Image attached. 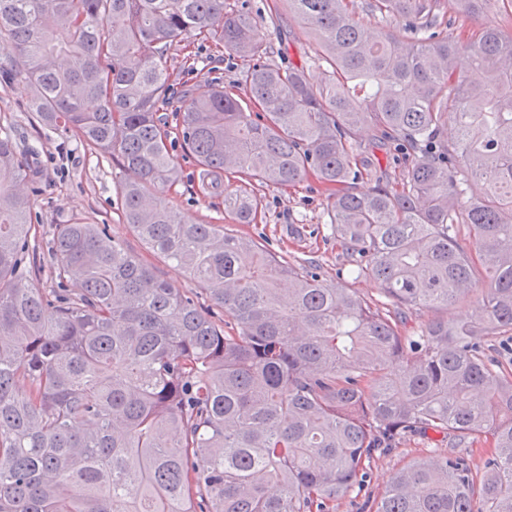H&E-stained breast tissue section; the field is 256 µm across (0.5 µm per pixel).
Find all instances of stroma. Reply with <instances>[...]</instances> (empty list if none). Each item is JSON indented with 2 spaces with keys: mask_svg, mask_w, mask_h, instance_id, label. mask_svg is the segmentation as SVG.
Returning <instances> with one entry per match:
<instances>
[{
  "mask_svg": "<svg viewBox=\"0 0 512 512\" xmlns=\"http://www.w3.org/2000/svg\"><path fill=\"white\" fill-rule=\"evenodd\" d=\"M249 12L268 33L272 52L270 64L287 65L312 55L313 33L288 13L286 0H245ZM14 65L12 55L0 50V125L9 127L16 142L35 151L34 163L39 177L34 185L33 221L38 225V241L51 239L55 225L74 218L92 224H106L115 241L144 260L153 261L157 274L174 287L190 290L192 283L178 266L153 260L151 253L125 224L120 188L129 180V172L108 159L90 156L70 136L52 130L34 120L28 110L30 86L23 81H7L5 74ZM170 65L178 82L184 83L193 96L210 92L217 85L245 94L239 83L244 66L241 59L219 51L201 40H192L189 49L174 47ZM370 176L357 185L358 190L372 189L378 178H390L400 184L407 163L392 145L371 151ZM182 181L167 197L187 218L221 224L238 234L264 242L275 253H285L296 260L318 264L325 279L358 289L365 298L377 301L381 294L370 281L349 277L351 258L330 235L325 222L329 192L315 177H307L291 186H272L254 182V192L263 200V210L255 223L240 224L224 209L223 197L205 198L193 178L192 159L181 161ZM439 448L418 436L406 437L391 453L372 461L356 490L332 503L330 512H361L366 502L378 499L396 470L426 459L435 461Z\"/></svg>",
  "mask_w": 512,
  "mask_h": 512,
  "instance_id": "obj_1",
  "label": "stroma"
}]
</instances>
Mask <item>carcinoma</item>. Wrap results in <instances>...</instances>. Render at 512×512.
<instances>
[{
	"mask_svg": "<svg viewBox=\"0 0 512 512\" xmlns=\"http://www.w3.org/2000/svg\"><path fill=\"white\" fill-rule=\"evenodd\" d=\"M362 9L412 37L366 36L347 0H288L326 65L314 84L305 60L267 63L264 27L226 0H0L29 111L134 175L125 223L224 310L215 320L82 219L56 225L60 288L38 287L21 190L37 171L0 127V512H327L376 456L431 433L493 451L480 473L453 451L395 471L374 512H512V360L491 354L512 342V0ZM450 11L476 22L466 40ZM193 36L244 60L249 97H188L173 137L168 52ZM366 136L413 152L401 187L356 191ZM178 146L240 224L259 213L252 180L314 175L331 234L386 307L184 218L151 192L181 181ZM228 173L245 178L234 192ZM460 224L473 255L450 235ZM479 289L474 317L405 334L415 308Z\"/></svg>",
	"mask_w": 512,
	"mask_h": 512,
	"instance_id": "1",
	"label": "carcinoma"
}]
</instances>
